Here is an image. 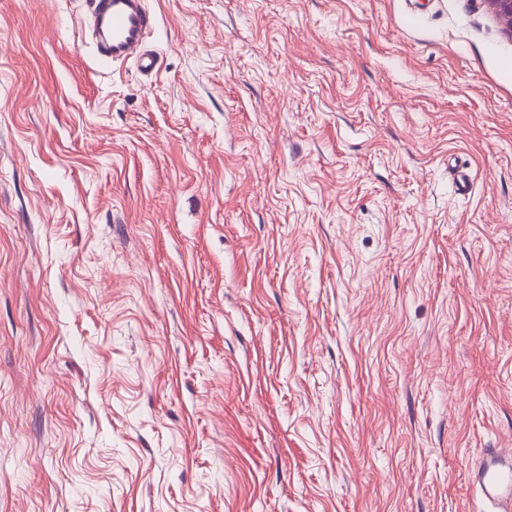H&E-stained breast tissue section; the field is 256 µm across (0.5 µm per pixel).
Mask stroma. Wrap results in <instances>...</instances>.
Listing matches in <instances>:
<instances>
[{
  "label": "stroma",
  "instance_id": "obj_1",
  "mask_svg": "<svg viewBox=\"0 0 512 512\" xmlns=\"http://www.w3.org/2000/svg\"><path fill=\"white\" fill-rule=\"evenodd\" d=\"M0 0V512H486L512 448L487 0ZM466 167L459 193L450 168ZM145 0H93L97 56L112 64L132 63L141 73L158 65L146 43L155 18ZM471 476L486 504L496 512L512 511V448H487Z\"/></svg>",
  "mask_w": 512,
  "mask_h": 512
}]
</instances>
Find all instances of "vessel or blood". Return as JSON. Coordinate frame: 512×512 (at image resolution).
<instances>
[{
  "label": "vessel or blood",
  "mask_w": 512,
  "mask_h": 512,
  "mask_svg": "<svg viewBox=\"0 0 512 512\" xmlns=\"http://www.w3.org/2000/svg\"><path fill=\"white\" fill-rule=\"evenodd\" d=\"M97 56L113 64L132 63L153 72L156 54L147 38L155 18L145 0H92ZM472 482L494 512H512V448H490L471 468Z\"/></svg>",
  "instance_id": "obj_1"
}]
</instances>
